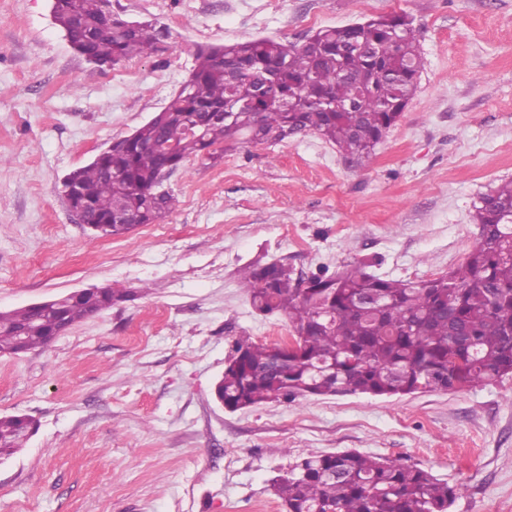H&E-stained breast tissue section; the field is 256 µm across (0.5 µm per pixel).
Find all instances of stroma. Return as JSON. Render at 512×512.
Listing matches in <instances>:
<instances>
[{
  "label": "stroma",
  "mask_w": 512,
  "mask_h": 512,
  "mask_svg": "<svg viewBox=\"0 0 512 512\" xmlns=\"http://www.w3.org/2000/svg\"><path fill=\"white\" fill-rule=\"evenodd\" d=\"M323 26L403 12L424 58L418 89L369 159L316 134L192 158L164 219L93 237L61 180L177 93L201 45H299ZM51 0H0V311L109 285L134 300L47 347L0 357V414L39 423L0 461V512H285L271 478L299 457L359 451L459 486L450 512H512V377L452 392L307 395L230 412L214 398L234 341L291 336L240 283L251 263L311 275L373 261L387 279L461 264L481 198L512 180V0H112L170 39L96 66ZM134 69V81L119 70Z\"/></svg>",
  "instance_id": "stroma-1"
}]
</instances>
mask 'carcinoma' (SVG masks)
Masks as SVG:
<instances>
[{
    "instance_id": "1",
    "label": "carcinoma",
    "mask_w": 512,
    "mask_h": 512,
    "mask_svg": "<svg viewBox=\"0 0 512 512\" xmlns=\"http://www.w3.org/2000/svg\"><path fill=\"white\" fill-rule=\"evenodd\" d=\"M106 2L53 0L55 24L82 57L112 66L152 55L169 36L151 21L126 28L108 19ZM423 67L412 21L398 13L359 29L321 28L301 46L258 38L200 47L182 92L106 156L72 171L74 207L102 226L96 233L128 235L175 209L160 172L191 156L216 163L247 141L315 133L359 163L398 121ZM119 212L135 225L108 223ZM473 220L479 234L465 260L419 282L384 279L358 262L313 273L302 290L281 264L247 266L252 307L286 316L299 342L282 351L236 341L216 399L250 407L307 394L456 391L512 375V181L482 198ZM133 299L107 285L0 311V356L43 348L60 328ZM36 427L28 415H0V460L25 447ZM272 490L290 512H448L461 492L422 468L359 451L302 458Z\"/></svg>"
}]
</instances>
